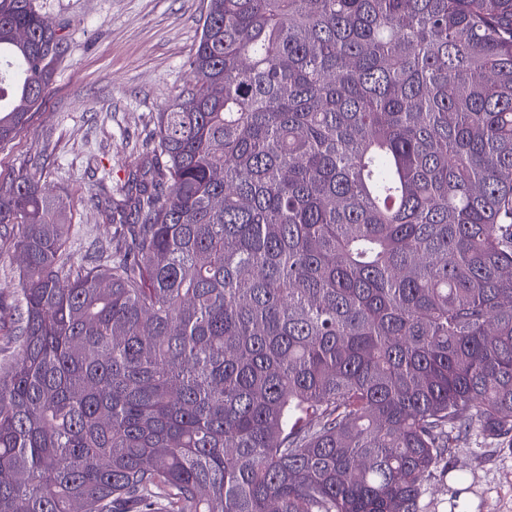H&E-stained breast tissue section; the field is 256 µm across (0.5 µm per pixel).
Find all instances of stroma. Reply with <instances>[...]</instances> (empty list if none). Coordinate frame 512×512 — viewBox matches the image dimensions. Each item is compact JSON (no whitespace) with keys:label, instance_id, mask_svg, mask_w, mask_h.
I'll use <instances>...</instances> for the list:
<instances>
[{"label":"stroma","instance_id":"35a3bbf8","mask_svg":"<svg viewBox=\"0 0 512 512\" xmlns=\"http://www.w3.org/2000/svg\"><path fill=\"white\" fill-rule=\"evenodd\" d=\"M66 50L29 122L0 146V180L38 174L67 201L71 244L111 239L100 201L120 193L144 163L157 116L194 80L188 66L206 0H37ZM457 469L471 484V512H512V450L469 444Z\"/></svg>","mask_w":512,"mask_h":512}]
</instances>
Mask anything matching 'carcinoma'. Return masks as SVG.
Returning a JSON list of instances; mask_svg holds the SVG:
<instances>
[{
	"instance_id": "1",
	"label": "carcinoma",
	"mask_w": 512,
	"mask_h": 512,
	"mask_svg": "<svg viewBox=\"0 0 512 512\" xmlns=\"http://www.w3.org/2000/svg\"><path fill=\"white\" fill-rule=\"evenodd\" d=\"M0 0V144L65 52ZM122 236L0 181V512H423L512 447V0H207ZM17 265L16 258L11 254H3L0 256V306L1 308H9L13 296V268ZM454 485L448 481L439 482L433 487V493L425 495L423 505L427 508L426 512H448V499Z\"/></svg>"
}]
</instances>
